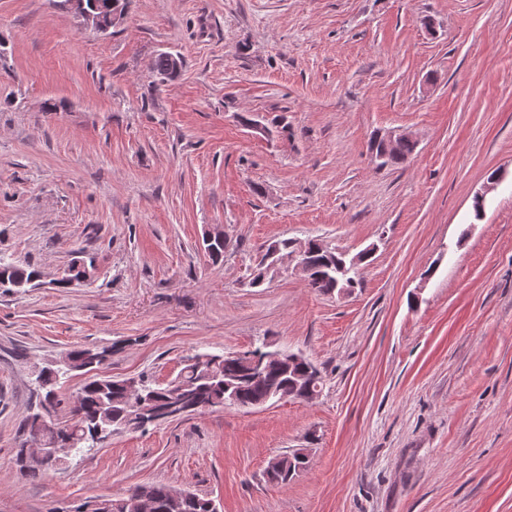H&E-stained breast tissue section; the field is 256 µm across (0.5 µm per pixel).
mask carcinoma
<instances>
[{"instance_id": "obj_1", "label": "carcinoma", "mask_w": 512, "mask_h": 512, "mask_svg": "<svg viewBox=\"0 0 512 512\" xmlns=\"http://www.w3.org/2000/svg\"><path fill=\"white\" fill-rule=\"evenodd\" d=\"M153 72L161 81L173 79L178 75L174 71L172 61L165 52L158 54L154 61ZM414 147L408 142L392 144L381 166H395L407 161ZM310 244L307 286L323 294L332 295L340 292L348 279L358 281L362 264L349 268L347 257L334 251L322 248L317 239L308 240ZM40 270L30 265H19L0 256V278L13 284V291L21 292L37 286ZM203 360V367L185 365L178 379L190 387L195 397L208 402L214 408L224 407V380H236L232 389L235 401L241 405H253L260 402L275 403L286 393L292 400H304V395L311 389L322 385L320 370L308 359L293 366L288 362L271 364L265 374L256 380L242 375V369L233 360L224 359L222 354L197 355ZM61 369L41 371L37 375L38 386L45 390L43 400L51 406L59 404L56 386ZM154 402L164 403L171 391L169 384H157L141 377ZM127 392L121 380L91 378L82 385L73 400L70 423L63 426L64 435L70 442L71 452L83 454L97 447L94 431L106 418L112 428L129 429L126 408ZM306 460L299 458L298 451L286 453L275 458L265 468L268 482L286 485L292 481L305 466ZM149 502L154 512H210L211 499L197 493L189 499L176 501L171 495V487L165 484L144 483L130 487L126 493L112 500V512H140L139 506Z\"/></svg>"}]
</instances>
